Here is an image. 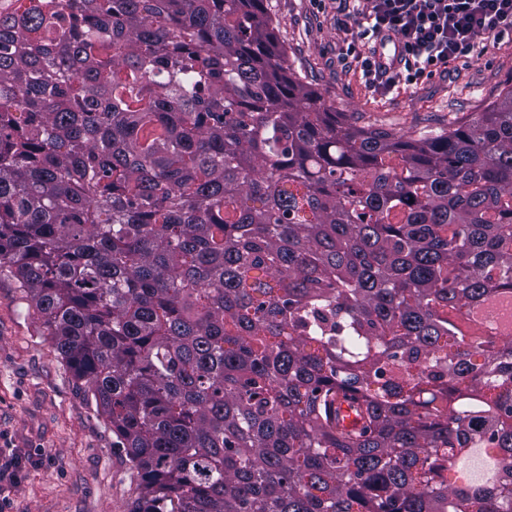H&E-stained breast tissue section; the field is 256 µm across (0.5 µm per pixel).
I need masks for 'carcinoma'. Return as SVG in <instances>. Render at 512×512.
<instances>
[{"label": "carcinoma", "instance_id": "obj_1", "mask_svg": "<svg viewBox=\"0 0 512 512\" xmlns=\"http://www.w3.org/2000/svg\"><path fill=\"white\" fill-rule=\"evenodd\" d=\"M0 270L130 512H512V87L356 127L263 0H0ZM348 405L353 423L344 424Z\"/></svg>", "mask_w": 512, "mask_h": 512}]
</instances>
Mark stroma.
I'll list each match as a JSON object with an SVG mask.
<instances>
[{
    "mask_svg": "<svg viewBox=\"0 0 512 512\" xmlns=\"http://www.w3.org/2000/svg\"><path fill=\"white\" fill-rule=\"evenodd\" d=\"M293 72L348 123L416 136L485 111L512 87V37L387 93L342 60L336 5L264 0ZM0 507L5 512H130L136 476L111 427L0 272Z\"/></svg>",
    "mask_w": 512,
    "mask_h": 512,
    "instance_id": "1",
    "label": "stroma"
}]
</instances>
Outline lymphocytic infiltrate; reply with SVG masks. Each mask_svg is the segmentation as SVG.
I'll return each mask as SVG.
<instances>
[{
	"label": "lymphocytic infiltrate",
	"instance_id": "lymphocytic-infiltrate-1",
	"mask_svg": "<svg viewBox=\"0 0 512 512\" xmlns=\"http://www.w3.org/2000/svg\"><path fill=\"white\" fill-rule=\"evenodd\" d=\"M339 28L345 49L371 86L389 89L431 76L468 57L483 41L512 33V0H353ZM397 40L398 66L381 63L378 46Z\"/></svg>",
	"mask_w": 512,
	"mask_h": 512
}]
</instances>
